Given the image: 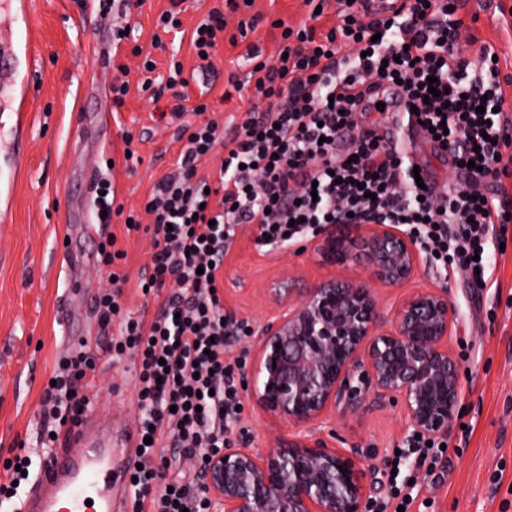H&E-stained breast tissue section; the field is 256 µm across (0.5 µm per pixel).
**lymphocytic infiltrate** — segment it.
Returning <instances> with one entry per match:
<instances>
[{
  "instance_id": "obj_1",
  "label": "lymphocytic infiltrate",
  "mask_w": 512,
  "mask_h": 512,
  "mask_svg": "<svg viewBox=\"0 0 512 512\" xmlns=\"http://www.w3.org/2000/svg\"><path fill=\"white\" fill-rule=\"evenodd\" d=\"M461 0H338L337 21L326 32L307 22L275 21L279 52L254 60L246 80L252 113L225 137L217 121L189 126L176 172L159 179L143 214L128 213L132 229L142 215L154 226L149 264L140 284L164 298L152 318L122 307L126 259L116 236L101 241L99 262L109 289L95 297L106 336L100 354L76 349L62 357L53 386L42 397L39 447L55 444L62 426L82 419L87 395L79 381L96 374L98 355H133L143 442L141 466L130 485L138 512H202L203 487L167 477L154 459L161 441L175 454L201 459L228 442L241 403L236 378L245 361L231 357V339L242 336L224 314L212 286L224 271V251L238 224L257 225L258 245L285 247L319 234L325 224L378 216L402 224L441 266L458 267L468 287L489 284V247L504 242L512 223V168L501 159L512 149V118L504 110L500 68L493 49L473 63L454 50ZM239 14L246 36L259 17L251 0H225L196 25L192 44L202 69L224 43L225 12ZM142 91L170 96L172 114L209 111L207 101L186 107L183 65L171 60L165 82L139 65ZM400 83L408 105L428 127L427 138L449 151L461 184L418 187L413 166L397 148L359 130V115L375 111L381 83ZM213 173L198 164L214 152ZM480 161L481 169L471 168ZM40 463L25 451L5 462L10 482L0 483V512H18Z\"/></svg>"
}]
</instances>
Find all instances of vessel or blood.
<instances>
[{
	"mask_svg": "<svg viewBox=\"0 0 512 512\" xmlns=\"http://www.w3.org/2000/svg\"><path fill=\"white\" fill-rule=\"evenodd\" d=\"M72 298L64 310V326L72 342L84 332L82 308L88 297L78 280H71ZM98 435L88 438L83 428L68 431L63 448L47 460L38 481L21 504V512H124L116 491L125 486L136 462L139 437L87 415Z\"/></svg>",
	"mask_w": 512,
	"mask_h": 512,
	"instance_id": "1",
	"label": "vessel or blood"
}]
</instances>
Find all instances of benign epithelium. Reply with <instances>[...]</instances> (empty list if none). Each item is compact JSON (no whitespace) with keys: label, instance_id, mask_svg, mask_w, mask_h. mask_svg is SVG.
<instances>
[{"label":"benign epithelium","instance_id":"7a95c632","mask_svg":"<svg viewBox=\"0 0 512 512\" xmlns=\"http://www.w3.org/2000/svg\"><path fill=\"white\" fill-rule=\"evenodd\" d=\"M354 227L377 280L399 286L418 271L417 242L398 225L367 219ZM318 248L350 261L330 232ZM296 281L286 276L264 289L279 311L253 328L251 401L301 426L355 409L370 393L376 403L398 405L413 432L447 437L462 393L448 289L418 290L384 315L359 275L307 288ZM362 457L359 448L332 449L310 436L264 452L233 441L209 459L204 483L218 512H366L380 481Z\"/></svg>","mask_w":512,"mask_h":512}]
</instances>
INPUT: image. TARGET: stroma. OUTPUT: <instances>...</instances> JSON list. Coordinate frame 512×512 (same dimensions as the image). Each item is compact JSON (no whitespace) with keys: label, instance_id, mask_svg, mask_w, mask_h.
I'll return each mask as SVG.
<instances>
[{"label":"stroma","instance_id":"stroma-1","mask_svg":"<svg viewBox=\"0 0 512 512\" xmlns=\"http://www.w3.org/2000/svg\"><path fill=\"white\" fill-rule=\"evenodd\" d=\"M28 12L16 17L20 73H33L28 96L29 120L22 135L19 157H10L14 110L8 94L0 92V193H10L11 215L0 222V481L3 466L20 442L34 444L41 419V397L60 357L65 336L61 326L63 298L69 287L68 264L61 246L71 224H89L96 216L86 203L96 195L101 178H110L118 204L143 212L152 187L172 172L184 144L182 126L197 122L186 113H167L169 98L150 100L138 88V60L131 50H150L158 73H166L170 59L180 60L189 81L190 98L207 93L209 115L224 125L225 133L245 115L246 100L229 94V77L245 78L249 44L262 47L265 56L278 49L274 23L305 21L303 0H255L262 16L254 32L237 44H224L214 59V70L201 72L190 45L195 25L212 7V0H183L181 32H164L156 24L171 0H145L131 8L128 40L113 48L112 33L99 16L98 0H26ZM460 21L457 50L478 61L485 47L500 57L501 80L512 101V0H464L456 14ZM127 65L130 91L113 106L110 85ZM110 125L101 129L102 112ZM131 142H124V135ZM137 157L126 167L125 149ZM115 160L107 169V160ZM151 224L126 231L123 216H113L103 235H116L127 252L124 271L129 282L122 303L131 313L155 312L159 299L145 298L138 286L149 261ZM256 225L237 227L233 244L224 255V280L219 294L225 311L256 325L274 307L264 290L284 274L304 283L364 272V265L330 263L314 240H302L284 249L258 247ZM446 287L458 310L452 346L462 381L459 415L448 434L445 455L448 477L435 483L425 469H417V486L408 512H512V230L505 253L497 255L490 288L474 291L456 272H444L422 258L417 274L391 287L375 283L383 310H390L406 294ZM90 410L121 427L135 429L137 396L133 361L101 358L95 385L89 390ZM330 447L361 448L363 467L387 478L388 462L409 434L399 409L365 398L354 410L328 415L316 424ZM298 427L270 417L244 401L234 429L240 447L264 450L296 439Z\"/></svg>","mask_w":512,"mask_h":512}]
</instances>
